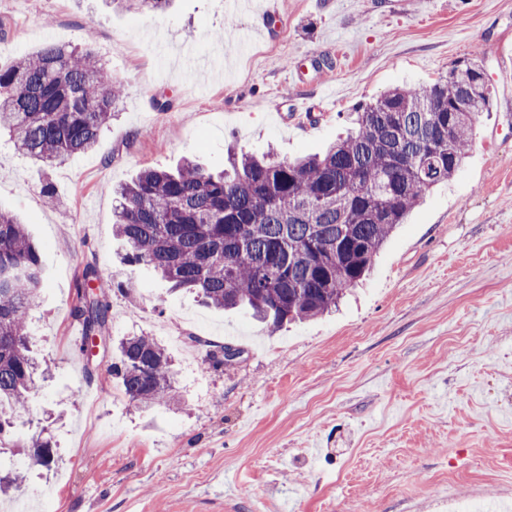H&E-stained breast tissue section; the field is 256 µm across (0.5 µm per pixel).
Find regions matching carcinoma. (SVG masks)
Wrapping results in <instances>:
<instances>
[{"label": "carcinoma", "instance_id": "1", "mask_svg": "<svg viewBox=\"0 0 512 512\" xmlns=\"http://www.w3.org/2000/svg\"><path fill=\"white\" fill-rule=\"evenodd\" d=\"M156 14L169 0H109ZM124 85L89 48L48 42L0 67V132L37 165L94 147L122 111ZM492 92L475 62L428 84L396 87L355 109V130L323 153L293 161L272 150L232 158L211 172L186 160L145 169L115 190V234L124 260L152 268L173 288H192L215 308L245 307L276 329L336 307L391 235L434 187L465 165ZM85 264L71 316L85 336H104L109 296ZM41 288V257L20 219L0 210V436L26 412L35 387L27 311ZM138 407L175 406L171 361L149 336L120 343L112 364ZM31 463L55 450L31 440Z\"/></svg>", "mask_w": 512, "mask_h": 512}]
</instances>
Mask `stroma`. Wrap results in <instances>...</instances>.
<instances>
[{
	"instance_id": "stroma-1",
	"label": "stroma",
	"mask_w": 512,
	"mask_h": 512,
	"mask_svg": "<svg viewBox=\"0 0 512 512\" xmlns=\"http://www.w3.org/2000/svg\"><path fill=\"white\" fill-rule=\"evenodd\" d=\"M48 41L91 45L126 96L92 150L43 172L0 137V208L26 223L43 280L36 389L0 441V476L26 480L0 512H512V0H172L156 17L0 0V66ZM463 59L493 95L464 168L336 311L273 332L125 263L112 191L138 171L322 151L359 103ZM89 261L112 305L93 356L70 315ZM125 336L165 347L179 409L124 396L110 367ZM210 342L237 358L214 364ZM34 438L55 465L21 454Z\"/></svg>"
}]
</instances>
